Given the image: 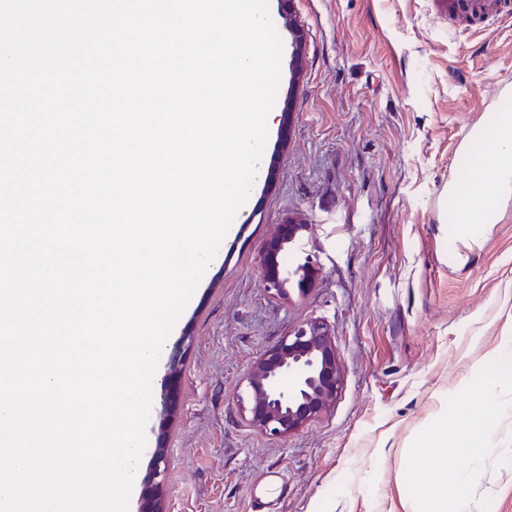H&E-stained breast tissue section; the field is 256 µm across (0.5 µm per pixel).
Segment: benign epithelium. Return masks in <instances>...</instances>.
Listing matches in <instances>:
<instances>
[{"mask_svg":"<svg viewBox=\"0 0 512 512\" xmlns=\"http://www.w3.org/2000/svg\"><path fill=\"white\" fill-rule=\"evenodd\" d=\"M303 224H282L258 261L268 289L283 295L292 283L304 286L313 277L314 262L290 268L282 262L286 250L294 247ZM243 393L237 401L245 420L263 434L284 438L326 411L342 388V373L336 344L328 325L310 319L296 327L276 345L260 354L244 378ZM152 478L141 498L139 512H161L157 507L163 449L147 448Z\"/></svg>","mask_w":512,"mask_h":512,"instance_id":"benign-epithelium-1","label":"benign epithelium"}]
</instances>
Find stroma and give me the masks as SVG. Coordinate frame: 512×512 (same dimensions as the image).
<instances>
[{
    "label": "stroma",
    "instance_id": "35a3bbf8",
    "mask_svg": "<svg viewBox=\"0 0 512 512\" xmlns=\"http://www.w3.org/2000/svg\"><path fill=\"white\" fill-rule=\"evenodd\" d=\"M281 79L261 171L164 341L183 355L151 380L145 445L162 447L163 512H253L262 472L290 491L281 512H404L417 436L487 364L512 357V197L465 263L450 259L435 196L475 172L459 143L512 96V17L450 19L434 0H269ZM301 225L305 287L270 297L258 259L279 225ZM320 318L344 384L285 438L253 429L236 393L250 363ZM477 493L512 512V465Z\"/></svg>",
    "mask_w": 512,
    "mask_h": 512
}]
</instances>
